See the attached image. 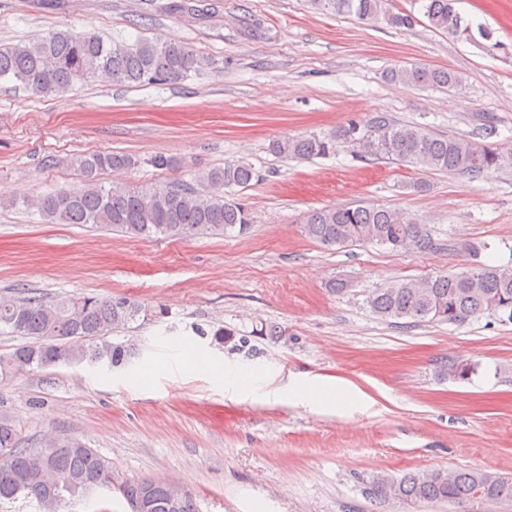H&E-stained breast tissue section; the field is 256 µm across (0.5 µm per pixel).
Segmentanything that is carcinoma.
Wrapping results in <instances>:
<instances>
[{"instance_id":"carcinoma-1","label":"carcinoma","mask_w":512,"mask_h":512,"mask_svg":"<svg viewBox=\"0 0 512 512\" xmlns=\"http://www.w3.org/2000/svg\"><path fill=\"white\" fill-rule=\"evenodd\" d=\"M317 9L359 21H381L400 28L415 22L413 13L394 12L388 0H312ZM420 13L437 30L465 40L492 41L493 32L472 23L455 10L454 0H414ZM211 62L190 47L171 40L141 39L133 44L106 41L86 31L50 30L29 42L0 46V79L12 80L42 97L59 95L78 83L141 85L176 83L199 74ZM387 80L420 88L453 89L460 77L449 69L394 67ZM347 147L359 158L395 160L426 170L478 177L512 165V155L454 135H439L401 124L382 112L366 121L351 120L332 134L276 139L270 151L293 159L336 154ZM84 176L78 190H58L20 196L3 202L38 214L47 224H91L130 237L194 238L246 233L250 213L227 198L236 187L263 179L246 163H227L195 173L194 183L173 182L141 188L98 180L104 170L137 164L125 153H88L72 158ZM305 235L325 246L354 242L393 249H425L430 229L400 210L356 204L326 207L307 215ZM371 311L384 320L412 323H463L486 312H506L512 320V268L477 264L458 272L418 280L394 281L366 298ZM146 309L125 297L96 295L12 297L0 295V326L31 339L0 354V378L59 364L106 361L123 364L131 348L109 335L136 321ZM114 483L112 463L73 437H58L39 448L22 445L11 417L0 415V509L20 499L37 503L39 512H60L64 503L86 497ZM119 490L128 502L137 500L143 512H199L190 491L152 479H127ZM379 501L451 502L462 507L484 498L512 501V476L481 470L408 472L399 479L379 476L373 483Z\"/></svg>"}]
</instances>
